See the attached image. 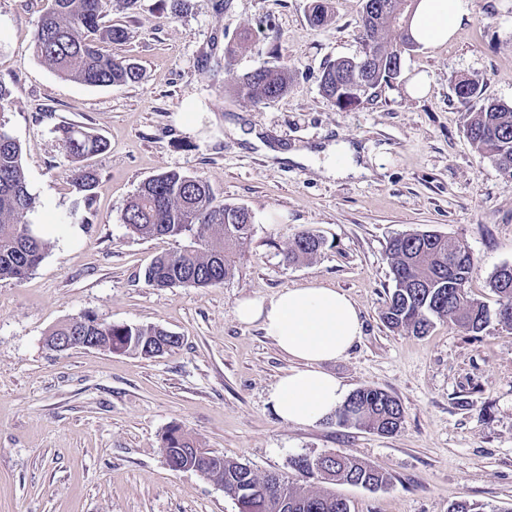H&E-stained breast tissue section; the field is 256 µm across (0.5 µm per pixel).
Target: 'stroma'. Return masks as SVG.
I'll return each mask as SVG.
<instances>
[{
  "label": "stroma",
  "instance_id": "1",
  "mask_svg": "<svg viewBox=\"0 0 512 512\" xmlns=\"http://www.w3.org/2000/svg\"><path fill=\"white\" fill-rule=\"evenodd\" d=\"M329 20H308L311 0H103L124 25L118 57L139 82L88 87L37 59L34 27L51 0H0V83L12 100L6 127L23 148L35 209L51 248L22 281H0V512H235L217 482L172 471L162 438L180 427L202 447L291 481L298 454L348 453L391 478L377 490L339 485L351 512H448L457 500L512 512V329L490 318L473 334L447 321L426 336L381 319L393 289L386 259L397 235L430 230L465 246L467 294L496 311L492 273L512 264V172L465 136L471 107L453 92L479 81L489 101L512 102V0H470L448 42L403 54L401 75L342 110L320 92L324 68L362 52L363 0H327ZM250 41L232 60L241 31ZM288 66L287 93L256 104L239 78L264 62ZM426 91L412 95L416 79ZM100 135L92 206L71 182L73 163L56 126ZM317 151L349 143L364 174L336 178L314 161L270 158L246 141ZM170 170L208 181L217 199L247 207L251 238L233 276L209 288H155L151 260L181 247L143 239L121 220L140 184ZM326 241L288 263L295 235ZM345 292L364 331L348 356L325 363L349 391L378 388L403 407L398 433L379 435L327 418L286 422L269 391L292 363L257 326L239 323L245 297L269 298L308 281ZM89 315L103 323L157 326L180 336L155 358L100 349L57 351L49 331Z\"/></svg>",
  "mask_w": 512,
  "mask_h": 512
}]
</instances>
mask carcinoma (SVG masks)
I'll return each instance as SVG.
<instances>
[{"label":"carcinoma","mask_w":512,"mask_h":512,"mask_svg":"<svg viewBox=\"0 0 512 512\" xmlns=\"http://www.w3.org/2000/svg\"><path fill=\"white\" fill-rule=\"evenodd\" d=\"M391 10L375 17L361 16L359 22L363 51L355 58H339L320 77L322 94L340 109L358 106L367 97L350 84L348 77L361 60H366L367 78L374 87L389 84L400 74L392 53L419 46L410 33L414 11L402 9L404 0H388ZM397 33L390 40L386 33ZM127 29L102 21L101 0H53L50 11L41 16L33 31L37 56L60 77L89 87H112L135 83L139 65L116 58L101 48L103 43H122ZM292 76L288 67L264 62L242 76L237 94L258 104L288 91ZM456 98L469 104L482 97L475 79L458 81ZM59 140L77 167L72 177L92 205L96 175L83 162L104 152L107 142L74 126L57 128ZM465 135L477 151L499 168L512 170V104L487 101L473 113ZM34 207L21 161V145L0 122V281H20L44 259L49 248L44 229L32 224L27 214ZM122 221L142 238H187L190 244L155 257L145 271L147 283L155 288L175 286L208 288L224 284L235 269V256L252 235L253 215L244 206L224 204L216 199L203 179L179 171H168L144 181L128 202ZM325 245L312 230L298 233L288 248L290 262L315 256ZM394 288L386 303L383 320L391 329H404L425 336L434 321L448 320L477 334L484 330L488 310L465 293L474 267L472 253L464 246L432 231H413L394 237L386 249ZM490 288L498 297L496 315L512 328V264L497 268ZM83 335L98 337L101 348L150 357L157 337L156 326L99 323L83 327ZM334 417L340 425L391 435L403 422L400 401L375 388L358 389L340 405ZM199 444L180 428L173 427L163 438L164 454L184 457ZM336 478L331 485L350 484L380 488L389 475L355 456L337 454L330 460ZM300 475L325 482L305 454L290 459ZM199 471L224 486V493L237 494L244 512H350L347 500L328 490L311 491L286 477L268 486L269 477H258L250 466L226 459L220 466H202Z\"/></svg>","instance_id":"carcinoma-1"}]
</instances>
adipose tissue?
Segmentation results:
<instances>
[{
  "label": "adipose tissue",
  "instance_id": "obj_1",
  "mask_svg": "<svg viewBox=\"0 0 512 512\" xmlns=\"http://www.w3.org/2000/svg\"><path fill=\"white\" fill-rule=\"evenodd\" d=\"M466 13L467 0H420L411 33L424 44L446 42ZM235 317L258 325L293 363L269 393L281 419L315 425L345 401L346 386L323 368L347 356L363 333L360 311L345 293L313 281L267 299H242Z\"/></svg>",
  "mask_w": 512,
  "mask_h": 512
}]
</instances>
